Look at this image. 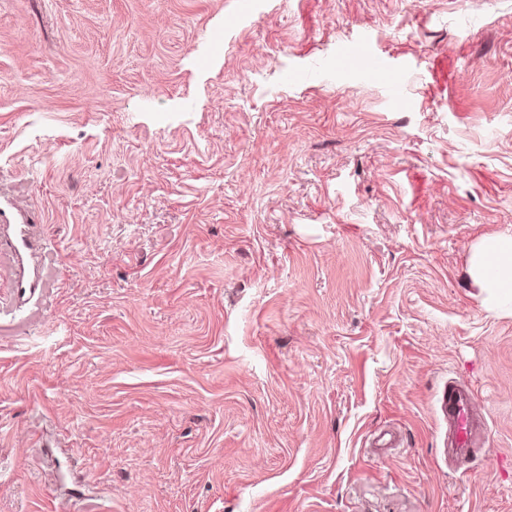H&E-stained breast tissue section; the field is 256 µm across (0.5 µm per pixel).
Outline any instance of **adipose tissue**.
Masks as SVG:
<instances>
[{"label":"adipose tissue","mask_w":512,"mask_h":512,"mask_svg":"<svg viewBox=\"0 0 512 512\" xmlns=\"http://www.w3.org/2000/svg\"><path fill=\"white\" fill-rule=\"evenodd\" d=\"M471 276L482 291L512 302V237L487 238L473 255Z\"/></svg>","instance_id":"obj_1"}]
</instances>
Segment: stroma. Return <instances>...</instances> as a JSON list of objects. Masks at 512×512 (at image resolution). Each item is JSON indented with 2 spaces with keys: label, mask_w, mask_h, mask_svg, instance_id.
Wrapping results in <instances>:
<instances>
[{
  "label": "stroma",
  "mask_w": 512,
  "mask_h": 512,
  "mask_svg": "<svg viewBox=\"0 0 512 512\" xmlns=\"http://www.w3.org/2000/svg\"><path fill=\"white\" fill-rule=\"evenodd\" d=\"M0 199V512H512V0H0ZM340 61H349L351 63H360L364 65L368 75L379 77L387 73L382 60L376 56H366L361 45L352 43L346 44L341 48ZM471 276L482 291L512 302V237L487 238L473 255ZM439 409L448 422V448L454 461H466L480 446L485 423L475 411L472 391L448 383L439 399Z\"/></svg>",
  "instance_id": "obj_1"
}]
</instances>
